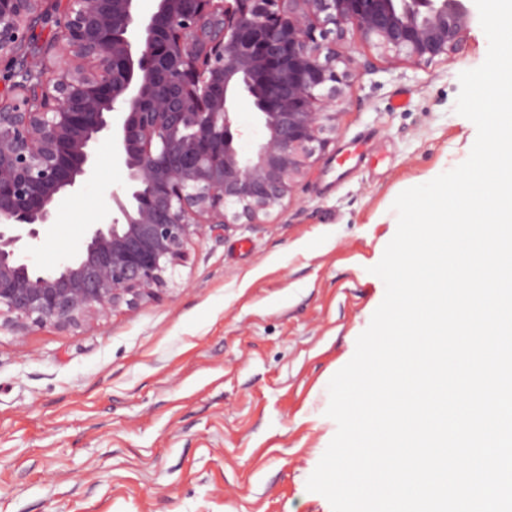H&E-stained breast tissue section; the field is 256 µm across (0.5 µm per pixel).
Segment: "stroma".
Segmentation results:
<instances>
[{"mask_svg": "<svg viewBox=\"0 0 512 512\" xmlns=\"http://www.w3.org/2000/svg\"><path fill=\"white\" fill-rule=\"evenodd\" d=\"M370 58L336 133L294 196L260 224L196 241L169 293L77 329L0 332V512H332L307 480L334 437L331 378L385 294L371 269L403 190L464 162L476 127L455 111L488 40L452 59ZM126 180L112 146L64 198L35 260L55 265L112 217Z\"/></svg>", "mask_w": 512, "mask_h": 512, "instance_id": "1", "label": "stroma"}]
</instances>
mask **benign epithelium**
<instances>
[{
  "mask_svg": "<svg viewBox=\"0 0 512 512\" xmlns=\"http://www.w3.org/2000/svg\"><path fill=\"white\" fill-rule=\"evenodd\" d=\"M66 0L62 37L37 58L25 32L52 0H0V56L32 78L0 101V331L72 329L161 298L189 246L261 224L295 193L336 133L352 30L393 61L462 49L474 0ZM345 69L339 70V64ZM248 103L258 142L236 121ZM112 144L126 184L118 217L88 224L51 268L32 259L61 196Z\"/></svg>",
  "mask_w": 512,
  "mask_h": 512,
  "instance_id": "benign-epithelium-1",
  "label": "benign epithelium"
}]
</instances>
